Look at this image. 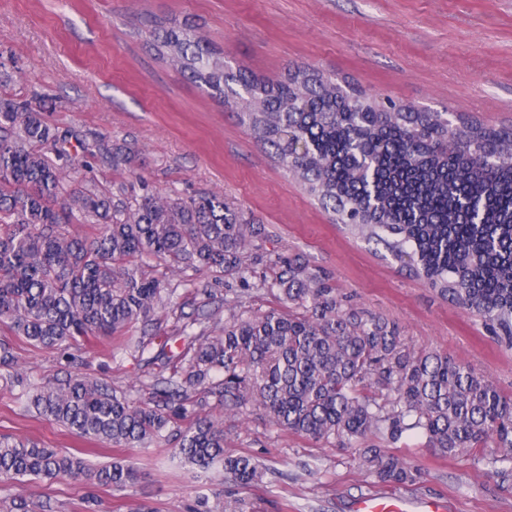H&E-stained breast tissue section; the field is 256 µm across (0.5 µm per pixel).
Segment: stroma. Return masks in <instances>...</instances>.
I'll list each match as a JSON object with an SVG mask.
<instances>
[{"instance_id":"obj_1","label":"stroma","mask_w":512,"mask_h":512,"mask_svg":"<svg viewBox=\"0 0 512 512\" xmlns=\"http://www.w3.org/2000/svg\"><path fill=\"white\" fill-rule=\"evenodd\" d=\"M174 20L194 26L232 65L277 78L307 63L367 94L430 112H456L491 126L512 125V0H0V97L28 102L66 133L70 144L101 142L84 174L100 185L144 178L151 192L196 198L223 194L243 220L266 227L261 260L246 280L187 271L177 293L197 316L210 288L216 305L242 300L253 313L282 310L261 281L280 261L301 254L339 293L395 321L418 351L468 366L512 396V350L496 344L480 319L438 297L422 280L343 234L303 187L278 166L272 149L156 55L154 31ZM128 166L110 163L114 148ZM142 324L124 336L80 342L69 358L17 342L32 383L46 385L80 371L142 397L146 357L135 350ZM20 388L0 380V436L25 437L69 451L89 464L131 458L140 479L113 491L83 480L25 486L32 512H82L96 492L105 512H354L366 496L394 497L407 512L440 502L445 512H512V482L500 484L483 465L441 455L414 436L390 445L420 476L391 488L360 469L355 449L290 435L262 411L240 415L227 434L229 454H249L267 472L238 488L172 455L160 439L144 448H113L70 435L27 413Z\"/></svg>"}]
</instances>
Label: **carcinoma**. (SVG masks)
Instances as JSON below:
<instances>
[{
  "label": "carcinoma",
  "instance_id": "obj_1",
  "mask_svg": "<svg viewBox=\"0 0 512 512\" xmlns=\"http://www.w3.org/2000/svg\"><path fill=\"white\" fill-rule=\"evenodd\" d=\"M156 48L210 96L246 95L242 123L334 223L382 247L512 348V129L474 127L498 155L487 171L484 157L455 151L440 112L380 104L310 65L276 81L232 70L186 23L162 28ZM67 144L42 113L0 100V326L11 335L62 352L133 323L153 327L176 292L160 266L247 281L263 228L242 223L224 196L140 195V177L114 191L91 180L78 186ZM72 224L96 233L76 235ZM267 289L288 311L233 309L217 332L194 330L195 318L137 341L141 352L159 346L147 360L151 396L139 403L88 374L30 385L7 338L0 371L25 389L27 410L81 439L134 448L171 428L185 462L220 465L237 485L259 483L263 469L252 456L224 453V422L204 413L211 398L234 413L255 406L285 433L359 448V466L382 484L412 483L417 470L368 443L376 434L389 443L421 435L458 459L480 449L492 474L512 478V397L446 355L415 352L396 322L348 304L301 255ZM178 339L181 351H166ZM65 477L123 489L140 471L123 458L91 467L30 439L0 438L1 479Z\"/></svg>",
  "mask_w": 512,
  "mask_h": 512
}]
</instances>
